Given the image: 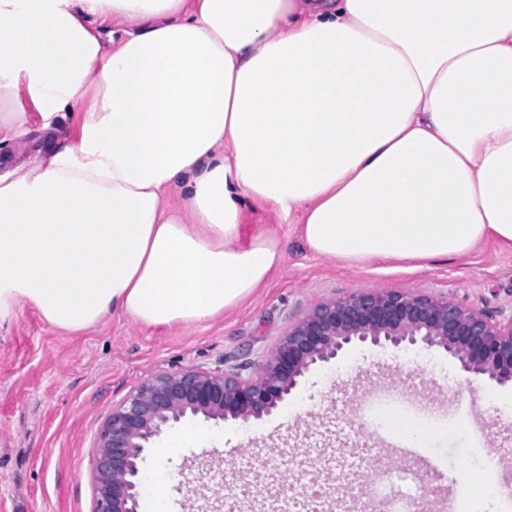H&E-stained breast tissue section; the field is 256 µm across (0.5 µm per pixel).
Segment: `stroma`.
Wrapping results in <instances>:
<instances>
[{
    "instance_id": "1",
    "label": "stroma",
    "mask_w": 512,
    "mask_h": 512,
    "mask_svg": "<svg viewBox=\"0 0 512 512\" xmlns=\"http://www.w3.org/2000/svg\"><path fill=\"white\" fill-rule=\"evenodd\" d=\"M78 116L60 113L52 130L38 121L0 148V174L32 161L49 144L71 139ZM267 230L281 240L285 259L251 300L200 325L145 327L108 313L95 327L67 332L28 305L0 324V512H92L94 441L113 406L160 373L189 368L256 376L289 326L320 302L382 288L445 297L495 321L512 318V247L487 239L468 255L444 260L375 261L360 267L312 253L298 224L269 204L246 201L241 236ZM377 388L393 390L413 411L457 424L432 434L426 448H398L359 405ZM198 445L165 456L159 438L143 473L185 496L186 512H215L219 499L248 485L245 512L265 499L287 498L303 479L344 487L349 464L316 463L319 449L368 444L387 463L396 487L407 488L423 457L433 458L446 499L422 488V512H441L457 495L473 494L485 477L512 486V470L487 463L486 451L512 445V384L463 372L443 350L422 345L357 344L311 370L271 415L221 425L188 419ZM290 476L268 483L270 465Z\"/></svg>"
}]
</instances>
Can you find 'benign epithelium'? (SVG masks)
<instances>
[{
  "label": "benign epithelium",
  "instance_id": "obj_1",
  "mask_svg": "<svg viewBox=\"0 0 512 512\" xmlns=\"http://www.w3.org/2000/svg\"><path fill=\"white\" fill-rule=\"evenodd\" d=\"M367 342L437 347L467 373L512 383V319L494 322L448 298L414 291H356L297 319L255 379L201 370L162 373L113 407L95 445L93 512H138L142 454L182 418L258 419L290 395L311 367Z\"/></svg>",
  "mask_w": 512,
  "mask_h": 512
}]
</instances>
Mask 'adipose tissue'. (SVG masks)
<instances>
[{"label": "adipose tissue", "mask_w": 512, "mask_h": 512, "mask_svg": "<svg viewBox=\"0 0 512 512\" xmlns=\"http://www.w3.org/2000/svg\"><path fill=\"white\" fill-rule=\"evenodd\" d=\"M0 324L195 325L281 268L242 205L363 265L512 244V0H0ZM77 124L78 114L75 112L60 113L51 131H43L38 120L33 119L18 141H14L9 147L1 145L0 174L32 161L52 142L71 139L75 135Z\"/></svg>", "instance_id": "ef3b65f1"}]
</instances>
